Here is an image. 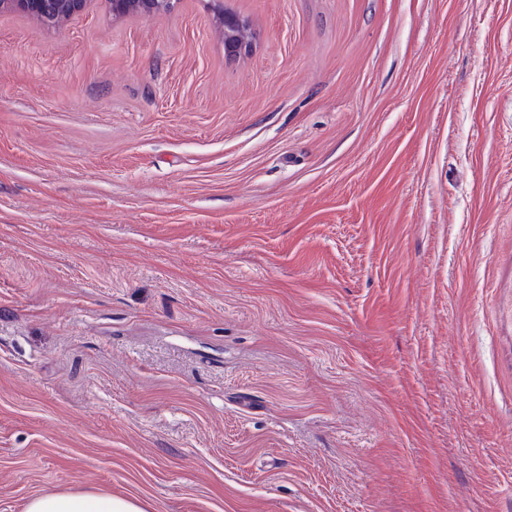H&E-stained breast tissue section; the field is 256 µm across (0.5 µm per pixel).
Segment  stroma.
<instances>
[{"label": "stroma", "mask_w": 512, "mask_h": 512, "mask_svg": "<svg viewBox=\"0 0 512 512\" xmlns=\"http://www.w3.org/2000/svg\"><path fill=\"white\" fill-rule=\"evenodd\" d=\"M0 12V512H512V0ZM209 2H211L212 11L224 27V43L228 53L235 56L248 51L250 45L242 43L237 36V31L243 26L244 21L239 16L224 12L223 0H210ZM24 512H146L136 500L107 492H57L30 498Z\"/></svg>", "instance_id": "stroma-1"}]
</instances>
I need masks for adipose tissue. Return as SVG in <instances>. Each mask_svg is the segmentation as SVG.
Returning a JSON list of instances; mask_svg holds the SVG:
<instances>
[{"instance_id": "obj_1", "label": "adipose tissue", "mask_w": 512, "mask_h": 512, "mask_svg": "<svg viewBox=\"0 0 512 512\" xmlns=\"http://www.w3.org/2000/svg\"><path fill=\"white\" fill-rule=\"evenodd\" d=\"M25 512H146L136 500L107 492H57L30 498Z\"/></svg>"}]
</instances>
